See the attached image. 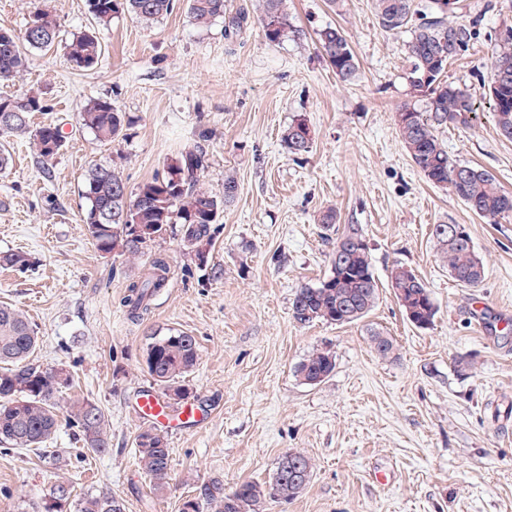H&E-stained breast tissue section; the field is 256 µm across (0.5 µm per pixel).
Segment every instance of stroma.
<instances>
[{"instance_id": "1", "label": "stroma", "mask_w": 512, "mask_h": 512, "mask_svg": "<svg viewBox=\"0 0 512 512\" xmlns=\"http://www.w3.org/2000/svg\"><path fill=\"white\" fill-rule=\"evenodd\" d=\"M461 3L474 36L445 77L468 91L479 117L441 138L452 158L488 169L512 193V139L500 135L488 91L491 49L512 30V0ZM259 4L227 0L229 12L250 16L230 43L223 20L198 29L180 4L148 29L124 14L99 28L87 0H0L2 29L21 34L38 8L60 29L21 78L0 83V95L39 93L47 109L34 124L57 123L66 134L47 162L28 140L9 141L0 251H25L32 264L0 268V303L36 330L34 365L71 372V385L55 393L59 408L83 397L110 424L104 454L84 449L65 424L53 456L0 447V512H33L61 483L71 489L61 512L103 495L125 512H180L202 482L219 478L229 491L267 481L293 450L312 458L313 476L295 499L266 503L265 512H512V217L491 224L474 215L427 183L405 150L394 113L412 99L410 28L382 30L374 0H286L299 35L278 43L258 23ZM328 26L355 54L352 82H340L321 51L317 34ZM92 28L103 55L92 69H73L65 42ZM92 98L124 114L119 140L99 142L82 126ZM298 118L313 132L300 159L281 141ZM195 146L206 153L204 186L222 193L229 173L238 195L212 227L207 262L176 232L151 244L147 255L166 257L171 279L150 314L131 321L121 300L147 256L95 248L82 222L85 175L95 164L114 167L134 191ZM330 209L337 227L362 228L380 295L361 321L304 327L291 305L300 287L330 274L335 241L321 227ZM436 224L467 227L486 267L481 288L450 277ZM398 264L429 287L437 309L429 328L406 318L390 286ZM172 330L197 339L186 384L210 417L195 429H165L171 481L156 495L134 460L147 427L134 401L153 385L149 343ZM374 330L395 339L393 357L371 349ZM325 347L333 373L304 384L296 366Z\"/></svg>"}]
</instances>
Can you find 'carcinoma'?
Instances as JSON below:
<instances>
[{
  "label": "carcinoma",
  "instance_id": "obj_1",
  "mask_svg": "<svg viewBox=\"0 0 512 512\" xmlns=\"http://www.w3.org/2000/svg\"><path fill=\"white\" fill-rule=\"evenodd\" d=\"M89 13L100 26H107L118 13H126L147 27L172 13L175 0H87ZM187 10L196 27L209 28L224 19V36L231 40L248 23L244 14L227 13L226 0H186ZM378 25L386 32L411 27L407 43L409 72L407 80L416 97L424 98V107L405 103L395 112L399 135L414 165L424 178L445 188L465 206L492 224L512 216V194L502 190L495 176L481 166L453 159L440 138L448 126L466 128L476 117L471 95L444 80L445 62H452L466 51L473 38L471 26L448 20L439 11L416 15L412 0H376ZM259 23L272 42L296 36L288 19L285 0H263ZM59 37L56 20L39 8L32 12L22 34L0 31V80L15 79L26 71L29 55L55 44ZM318 42L336 77L350 82L357 77L358 64L344 33L328 26L318 33ZM68 61L76 70H88L99 61L103 48L95 33L82 32L66 42ZM502 73L512 76V31L501 37L492 53L489 95L498 130L512 137V80L497 82ZM45 110L38 94L0 95V137H28L43 160L54 158L64 146L59 125H31V116ZM82 125L103 142H112L122 133L124 115L108 99L89 101L80 115ZM288 153L299 158L311 152L313 140L304 138L298 121H293L282 135ZM205 154L188 150L171 160L162 174L144 182L136 192L114 169L95 165L85 176L83 195L87 207L83 224L98 251L109 254L116 249L136 256L148 243L161 237L174 225L187 250L204 262L213 237L211 227L219 223L224 206L238 193L236 179L224 178L220 195L201 183ZM149 228L145 236L136 227ZM449 224L433 225L441 256L448 263V273L464 288H478L486 278V268L467 231L459 237L450 235ZM24 269L31 265L28 253H0V266ZM170 267L162 257L152 259L146 277L129 286L123 299L129 316L136 320L149 310L153 295L167 285ZM391 288L411 322L432 325L436 308L424 280L415 271L399 264L391 271ZM379 298V286L372 271L369 251L352 250L344 260L332 262L331 274L317 287L303 286L292 302V317L303 325L315 322L352 323L365 317ZM38 336L27 318L14 308L0 305V446L42 449L51 441L61 422L75 428L84 447L96 453L110 448L108 420L101 408L88 399H74L65 416H60L54 402V385L63 371L40 370L30 362ZM371 347L381 358L394 355L392 337L371 335ZM198 344L184 332H171L154 339L147 350V370L164 395L180 400L186 395L183 379L197 364ZM335 369V357L329 349L310 353L296 369V376L308 385H317ZM138 467L150 478L152 490L164 491L169 485L171 453L167 440L156 429L140 432L136 440ZM288 468L277 467L268 482L243 481L233 490H224V481L214 478L203 482L195 494L182 503L181 512H260L270 500L286 502L297 496L309 483L314 463L303 451L285 455ZM80 512H124L123 504L112 497L84 499Z\"/></svg>",
  "mask_w": 512,
  "mask_h": 512
}]
</instances>
